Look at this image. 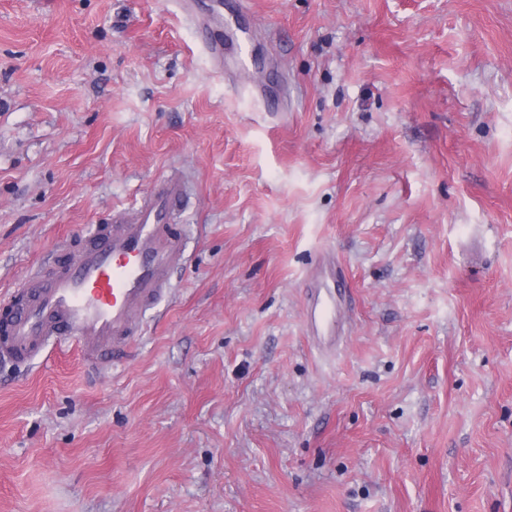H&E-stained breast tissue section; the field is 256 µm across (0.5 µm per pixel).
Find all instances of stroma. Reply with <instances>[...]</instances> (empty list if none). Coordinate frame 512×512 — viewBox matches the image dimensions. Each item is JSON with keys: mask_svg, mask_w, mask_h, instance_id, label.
<instances>
[{"mask_svg": "<svg viewBox=\"0 0 512 512\" xmlns=\"http://www.w3.org/2000/svg\"><path fill=\"white\" fill-rule=\"evenodd\" d=\"M235 3L219 67L200 2L0 0V300L190 189L139 336L0 360V512H512V0ZM322 274L336 282V269L324 268L317 277V286L311 290L307 304V321L318 338L336 340V302L332 297L322 299L318 286Z\"/></svg>", "mask_w": 512, "mask_h": 512, "instance_id": "1", "label": "stroma"}]
</instances>
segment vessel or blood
<instances>
[{
    "label": "vessel or blood",
    "instance_id": "vessel-or-blood-1",
    "mask_svg": "<svg viewBox=\"0 0 512 512\" xmlns=\"http://www.w3.org/2000/svg\"><path fill=\"white\" fill-rule=\"evenodd\" d=\"M185 205L179 178L158 180L130 212L113 211L111 223L96 228L59 271L31 276L0 319V356L31 361L65 336L94 363L110 344L136 336L146 310L169 293V272L183 257L185 242L173 224ZM307 321L315 336L333 338L335 300L312 289Z\"/></svg>",
    "mask_w": 512,
    "mask_h": 512
}]
</instances>
